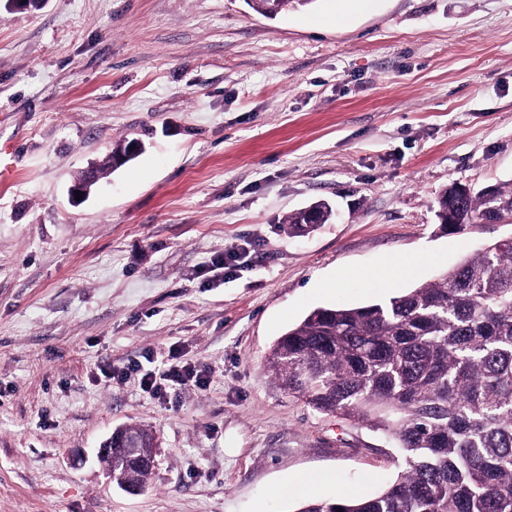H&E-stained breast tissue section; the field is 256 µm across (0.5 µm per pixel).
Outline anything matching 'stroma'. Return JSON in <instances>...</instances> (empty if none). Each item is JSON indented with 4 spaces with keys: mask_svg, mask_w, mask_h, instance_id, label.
<instances>
[{
    "mask_svg": "<svg viewBox=\"0 0 512 512\" xmlns=\"http://www.w3.org/2000/svg\"><path fill=\"white\" fill-rule=\"evenodd\" d=\"M133 138L138 157L71 196ZM0 144V512L371 496L397 449L290 396L267 360L314 308L384 299L512 236L436 217L452 184L512 181V0L273 18L246 0H0ZM319 200L332 220L288 235ZM167 364L197 381L146 389ZM123 425L160 438L139 492L98 455Z\"/></svg>",
    "mask_w": 512,
    "mask_h": 512,
    "instance_id": "1",
    "label": "stroma"
}]
</instances>
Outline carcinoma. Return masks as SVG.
Returning <instances> with one entry per match:
<instances>
[{
	"label": "carcinoma",
	"mask_w": 512,
	"mask_h": 512,
	"mask_svg": "<svg viewBox=\"0 0 512 512\" xmlns=\"http://www.w3.org/2000/svg\"><path fill=\"white\" fill-rule=\"evenodd\" d=\"M315 0H252L264 16ZM439 223L512 216V185L441 193ZM274 380L309 407L382 432L402 454L381 493L340 491L301 512H512V237L434 281L365 306L312 310L271 351ZM155 431L112 438V482H145Z\"/></svg>",
	"instance_id": "carcinoma-1"
}]
</instances>
